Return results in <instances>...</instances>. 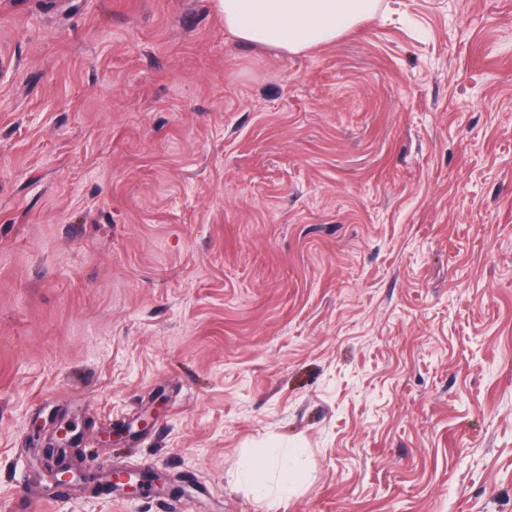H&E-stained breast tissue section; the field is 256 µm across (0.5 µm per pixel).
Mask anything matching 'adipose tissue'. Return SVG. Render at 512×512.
<instances>
[{"label": "adipose tissue", "instance_id": "adipose-tissue-1", "mask_svg": "<svg viewBox=\"0 0 512 512\" xmlns=\"http://www.w3.org/2000/svg\"><path fill=\"white\" fill-rule=\"evenodd\" d=\"M379 0H214L239 42L281 53L330 43L372 16Z\"/></svg>", "mask_w": 512, "mask_h": 512}]
</instances>
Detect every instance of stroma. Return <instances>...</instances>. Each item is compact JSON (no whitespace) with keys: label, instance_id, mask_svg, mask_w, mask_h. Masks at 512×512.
Masks as SVG:
<instances>
[{"label":"stroma","instance_id":"1","mask_svg":"<svg viewBox=\"0 0 512 512\" xmlns=\"http://www.w3.org/2000/svg\"><path fill=\"white\" fill-rule=\"evenodd\" d=\"M51 414L196 485L52 512H512V0L298 54L213 0H0V512L54 494ZM272 445L305 480L261 497Z\"/></svg>","mask_w":512,"mask_h":512}]
</instances>
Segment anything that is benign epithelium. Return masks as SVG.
Listing matches in <instances>:
<instances>
[{"mask_svg":"<svg viewBox=\"0 0 512 512\" xmlns=\"http://www.w3.org/2000/svg\"><path fill=\"white\" fill-rule=\"evenodd\" d=\"M131 432V427L113 431L111 429L99 432L98 441L101 445L110 447L120 443ZM56 439L42 450L40 465L54 481L57 487H78L99 493V487L105 486L111 489H119L129 498L141 496L145 491H153L157 494H168L175 498H190L194 486L192 483L172 479L168 476L144 470H112L106 479V483H100L98 476H88L78 472L70 461L73 454H81L75 447L76 438L72 435V427L68 424L55 426Z\"/></svg>","mask_w":512,"mask_h":512,"instance_id":"7a95c632","label":"benign epithelium"}]
</instances>
